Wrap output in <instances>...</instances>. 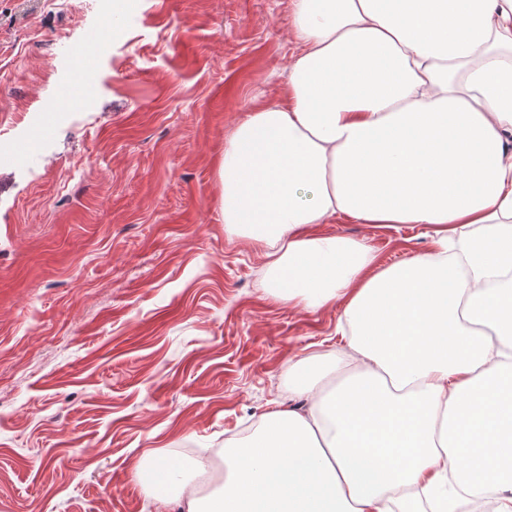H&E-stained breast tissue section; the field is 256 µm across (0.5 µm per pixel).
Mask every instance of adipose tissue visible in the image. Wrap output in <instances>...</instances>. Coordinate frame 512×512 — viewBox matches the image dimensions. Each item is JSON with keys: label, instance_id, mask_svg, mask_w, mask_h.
Segmentation results:
<instances>
[{"label": "adipose tissue", "instance_id": "1", "mask_svg": "<svg viewBox=\"0 0 512 512\" xmlns=\"http://www.w3.org/2000/svg\"><path fill=\"white\" fill-rule=\"evenodd\" d=\"M286 101L224 144L221 210L275 297L340 300L348 351L289 365L302 410L227 442L220 490L137 464L179 512H414L455 483L512 512V0H293ZM427 225L388 266L315 224ZM336 377L332 391L323 381Z\"/></svg>", "mask_w": 512, "mask_h": 512}]
</instances>
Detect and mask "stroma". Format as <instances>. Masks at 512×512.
Segmentation results:
<instances>
[{"label": "stroma", "instance_id": "1", "mask_svg": "<svg viewBox=\"0 0 512 512\" xmlns=\"http://www.w3.org/2000/svg\"><path fill=\"white\" fill-rule=\"evenodd\" d=\"M292 29V0H0V156L29 148L0 167V512H154L144 452L223 448L289 403L288 364L346 347L339 303L271 297L218 205L227 137L286 97ZM313 231L383 266L434 248L422 225Z\"/></svg>", "mask_w": 512, "mask_h": 512}]
</instances>
